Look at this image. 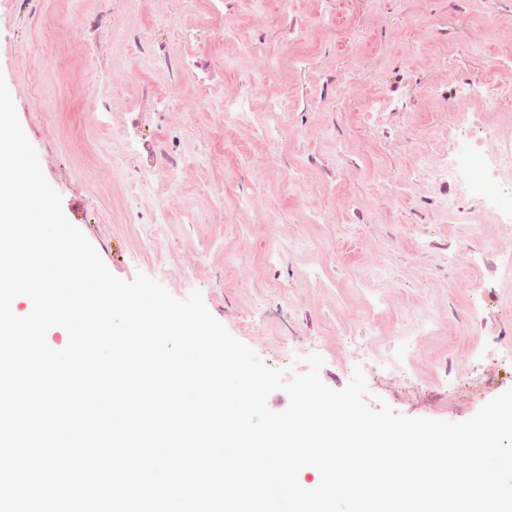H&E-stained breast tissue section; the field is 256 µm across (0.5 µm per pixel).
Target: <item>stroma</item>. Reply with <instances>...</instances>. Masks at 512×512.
Segmentation results:
<instances>
[{"instance_id": "obj_1", "label": "stroma", "mask_w": 512, "mask_h": 512, "mask_svg": "<svg viewBox=\"0 0 512 512\" xmlns=\"http://www.w3.org/2000/svg\"><path fill=\"white\" fill-rule=\"evenodd\" d=\"M266 60L273 77L249 86ZM0 75L66 218L118 278L200 291L267 365L321 355L332 389L362 367L406 417L463 422L512 389V237L489 214L475 237L448 223L458 185L415 172L456 135L482 131L488 156L512 135V98L490 111L464 94L512 82V0H0ZM247 87L225 125L227 89ZM419 310L432 328L410 374H389L375 352ZM352 336L372 345L353 365Z\"/></svg>"}]
</instances>
